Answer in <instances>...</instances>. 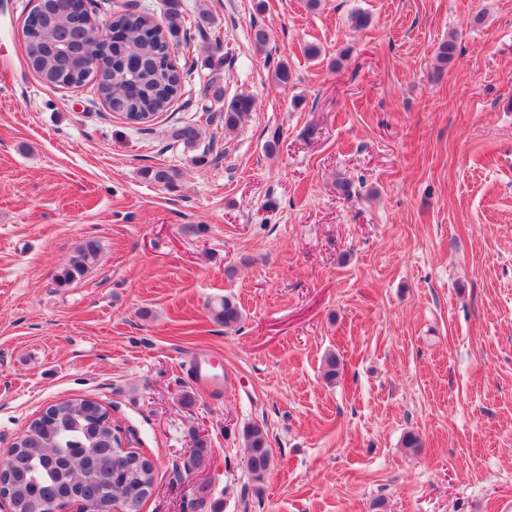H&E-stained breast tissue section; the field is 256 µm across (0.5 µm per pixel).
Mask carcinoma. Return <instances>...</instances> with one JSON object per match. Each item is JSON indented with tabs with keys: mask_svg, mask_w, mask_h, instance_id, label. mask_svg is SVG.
I'll use <instances>...</instances> for the list:
<instances>
[{
	"mask_svg": "<svg viewBox=\"0 0 512 512\" xmlns=\"http://www.w3.org/2000/svg\"><path fill=\"white\" fill-rule=\"evenodd\" d=\"M114 23L124 31L125 41L112 45V83L99 88V94L112 100V111L127 119H150L167 111L182 89V75L171 57L183 28L178 4L172 3L159 21L148 12L125 11L115 15ZM24 36L26 60L48 86L68 81L87 65L84 53L61 50L51 7L42 11L37 29H26ZM253 108L252 98H234L224 107V132L235 130ZM173 137L194 148L200 131L194 124H183ZM143 175L163 188L173 186L178 177L164 167L147 168ZM99 250L97 241H85L59 281L66 284L84 276ZM211 315L226 327L237 325L242 318L238 305L228 297L211 305ZM62 404L68 410L48 419L46 426L22 434L27 447L14 469L4 475L16 512H41L49 501L66 505L86 496L108 503L118 494L139 507L146 498L145 488L154 482L153 470L138 465L144 455L121 451L103 406H98L100 413L93 414L82 408V398L66 399ZM242 439L245 467L254 481L261 482L273 463L267 433L258 425H249L243 429Z\"/></svg>",
	"mask_w": 512,
	"mask_h": 512,
	"instance_id": "cac0c4a2",
	"label": "carcinoma"
}]
</instances>
